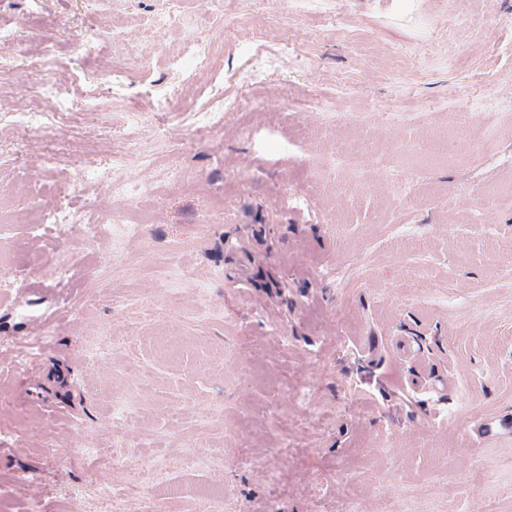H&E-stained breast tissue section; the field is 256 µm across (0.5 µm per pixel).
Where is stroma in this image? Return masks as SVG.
Segmentation results:
<instances>
[{"instance_id": "obj_1", "label": "stroma", "mask_w": 512, "mask_h": 512, "mask_svg": "<svg viewBox=\"0 0 512 512\" xmlns=\"http://www.w3.org/2000/svg\"><path fill=\"white\" fill-rule=\"evenodd\" d=\"M182 24H154L160 0H0V110L30 111L37 68L56 59L65 94L48 132L0 121V242L35 309L0 289V356L46 335L0 372V512H139L127 488L162 458L193 505L218 485V512H512V441L471 434L474 412L512 413V205L473 191L512 187V0H223ZM100 28L93 50L74 33ZM214 43L219 73L178 75L169 55ZM275 58L243 78L242 47ZM125 69L123 90L93 79ZM236 107L197 125L216 85ZM476 138L494 140L476 152ZM153 187L125 251L83 248L79 231L32 239L17 174L42 172L51 211L85 171L126 156ZM288 150H279V143ZM185 176L170 185L171 168ZM414 224L412 237L395 235ZM186 273L177 308L159 273ZM79 253L67 287L47 276ZM356 261L347 288L323 268ZM87 303L47 331L56 297ZM207 300L214 317L198 316ZM223 420H205L206 412ZM211 458L186 467L182 449Z\"/></svg>"}]
</instances>
